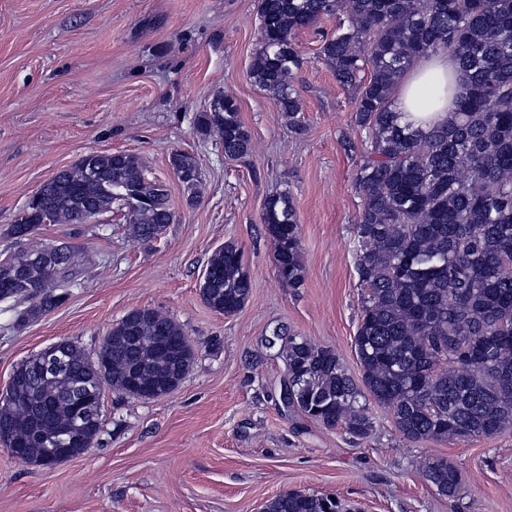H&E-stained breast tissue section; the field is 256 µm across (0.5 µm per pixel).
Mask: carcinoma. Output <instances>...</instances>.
I'll use <instances>...</instances> for the list:
<instances>
[{
    "instance_id": "cac0c4a2",
    "label": "carcinoma",
    "mask_w": 512,
    "mask_h": 512,
    "mask_svg": "<svg viewBox=\"0 0 512 512\" xmlns=\"http://www.w3.org/2000/svg\"><path fill=\"white\" fill-rule=\"evenodd\" d=\"M342 14L321 55L343 85L359 88L352 121L365 131L356 172L363 206L354 225V265L362 310L354 348L361 382L334 349L276 329L278 348L294 389L293 407L328 428L343 426L360 440L373 432L367 398L390 408L410 442L493 437L512 430V0H260L253 82L277 103L297 134L305 132L292 84L301 58L296 35L324 16ZM446 50L468 80L448 123L429 129L401 122L395 93L419 58ZM198 131L219 133L224 156L252 150L251 135L229 94L198 113ZM84 160L62 169L26 205L10 234L23 237L41 224H82L91 201L116 204L133 237L151 238L174 213L163 185L146 179L134 153H102L100 175L86 177ZM171 166L194 200L195 156L177 152ZM261 222L275 245L277 278L290 288L305 281L300 227L288 193L268 197ZM39 255L48 268L37 295L28 285ZM74 254L58 261L51 246L11 257L0 273V301H30L36 318L60 304ZM206 270L200 290L212 310L232 315L247 302L252 281L238 246L227 241ZM184 331L170 317L145 310L132 329L120 320L111 344L90 356L65 341L57 367L44 373L28 360L0 398V426L31 464L73 444L83 454L100 432V402L91 377L102 373L124 393L135 383L161 388L183 379L194 359L190 346H165ZM422 475L439 493L458 494L462 478L445 458H427ZM264 512H341L329 496L279 495Z\"/></svg>"
}]
</instances>
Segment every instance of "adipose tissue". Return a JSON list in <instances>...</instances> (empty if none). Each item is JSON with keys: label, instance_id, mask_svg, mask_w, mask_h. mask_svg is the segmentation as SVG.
<instances>
[{"label": "adipose tissue", "instance_id": "adipose-tissue-1", "mask_svg": "<svg viewBox=\"0 0 512 512\" xmlns=\"http://www.w3.org/2000/svg\"><path fill=\"white\" fill-rule=\"evenodd\" d=\"M464 92V77L455 60L442 52L419 59L400 86L398 105L403 120L428 128L448 121L457 96Z\"/></svg>", "mask_w": 512, "mask_h": 512}]
</instances>
